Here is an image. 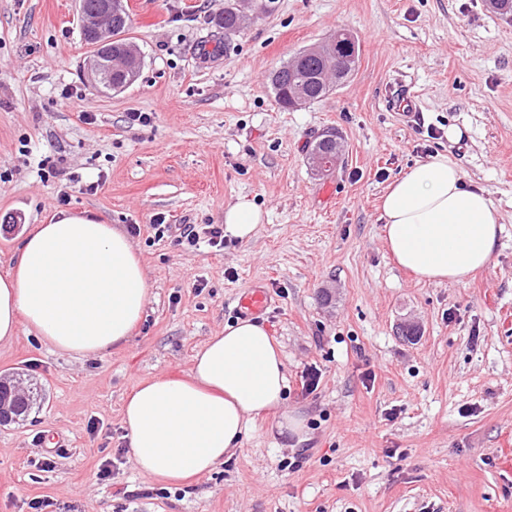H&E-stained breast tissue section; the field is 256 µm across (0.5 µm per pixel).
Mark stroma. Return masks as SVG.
Returning <instances> with one entry per match:
<instances>
[{
    "instance_id": "35a3bbf8",
    "label": "stroma",
    "mask_w": 512,
    "mask_h": 512,
    "mask_svg": "<svg viewBox=\"0 0 512 512\" xmlns=\"http://www.w3.org/2000/svg\"><path fill=\"white\" fill-rule=\"evenodd\" d=\"M234 2L128 0L144 64L109 94L86 77L78 0H0V276L24 230L64 210L139 225L150 288L110 354L75 357L24 331L0 347V379L39 393L0 426V512L35 499L45 512H512V16L484 0H258L228 38L217 20ZM339 28L358 41L353 75L280 107L271 73ZM401 83L415 117L388 104ZM325 131L346 153L318 177L307 153ZM436 151L502 226L463 284L417 281L382 239L384 190ZM241 199L265 214L249 240L218 251L154 237L161 221L223 224ZM256 280L276 298L259 321L283 351L287 398L212 473L159 488L133 465L123 400L186 374ZM312 365L322 379L308 394ZM287 413L307 442L279 433Z\"/></svg>"
}]
</instances>
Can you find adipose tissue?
I'll list each match as a JSON object with an SVG mask.
<instances>
[{
	"label": "adipose tissue",
	"mask_w": 512,
	"mask_h": 512,
	"mask_svg": "<svg viewBox=\"0 0 512 512\" xmlns=\"http://www.w3.org/2000/svg\"><path fill=\"white\" fill-rule=\"evenodd\" d=\"M384 242L419 280L462 283L491 261L501 225L492 200L467 185L445 153L416 163L381 197ZM262 210L241 199L224 212V233L253 237ZM0 276V345L20 330L53 350L98 356L122 348L149 301L129 237L93 217L60 212L30 230ZM287 375L280 347L246 319L209 337L185 377H156L125 398L122 424L136 470L179 484L214 471L242 446L252 421L280 407Z\"/></svg>",
	"instance_id": "obj_1"
}]
</instances>
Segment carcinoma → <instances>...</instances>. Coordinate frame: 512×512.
<instances>
[{
  "label": "carcinoma",
  "instance_id": "1",
  "mask_svg": "<svg viewBox=\"0 0 512 512\" xmlns=\"http://www.w3.org/2000/svg\"><path fill=\"white\" fill-rule=\"evenodd\" d=\"M129 15L126 0H112V30L117 40L112 43V85L116 89L124 87L131 72V61L125 51L127 39L120 37L127 29ZM218 26L224 29V36L236 34L240 30L237 12L232 8L224 10ZM327 60L309 52L298 56V63L287 62L277 69L271 78V86L277 103L285 108L293 107L291 94L301 88L306 103L313 104L327 97L329 77L326 73Z\"/></svg>",
  "mask_w": 512,
  "mask_h": 512
}]
</instances>
